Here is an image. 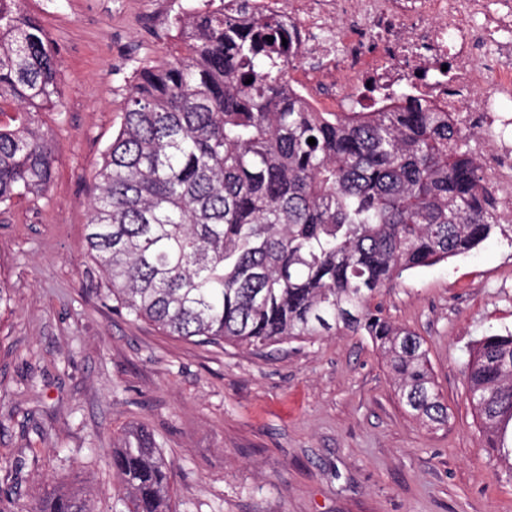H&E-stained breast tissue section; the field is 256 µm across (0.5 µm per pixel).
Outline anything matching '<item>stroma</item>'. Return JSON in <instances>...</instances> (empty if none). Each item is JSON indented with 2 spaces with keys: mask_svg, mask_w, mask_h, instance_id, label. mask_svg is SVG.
<instances>
[{
  "mask_svg": "<svg viewBox=\"0 0 512 512\" xmlns=\"http://www.w3.org/2000/svg\"><path fill=\"white\" fill-rule=\"evenodd\" d=\"M188 0H22L58 52L49 192L0 205V512L77 492L112 512L110 456L144 427L170 464L173 512H512V458L487 448L465 363L512 330V246L421 268L382 289L421 336L447 425L413 420L369 337L263 350L166 335L114 310L86 246L102 153L139 67L181 49Z\"/></svg>",
  "mask_w": 512,
  "mask_h": 512,
  "instance_id": "35a3bbf8",
  "label": "stroma"
}]
</instances>
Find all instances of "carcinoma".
I'll return each mask as SVG.
<instances>
[{
	"label": "carcinoma",
	"mask_w": 512,
	"mask_h": 512,
	"mask_svg": "<svg viewBox=\"0 0 512 512\" xmlns=\"http://www.w3.org/2000/svg\"><path fill=\"white\" fill-rule=\"evenodd\" d=\"M238 2L237 16L179 12L181 52L128 88L88 204L87 249L115 308L171 336L256 350L368 336L406 412L444 426L424 340L372 302L406 272L512 237L471 133L396 90L371 112L310 110L288 93L290 28L246 22L251 0ZM61 96L47 35L20 0H0V205L49 191L56 149L40 113ZM465 374L487 447L512 454V332L478 339ZM160 447L141 428L112 450L125 489L112 512H169ZM28 512L92 510L71 493Z\"/></svg>",
	"instance_id": "carcinoma-1"
}]
</instances>
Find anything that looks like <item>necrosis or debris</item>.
I'll return each mask as SVG.
<instances>
[{"label":"necrosis or debris","mask_w":512,"mask_h":512,"mask_svg":"<svg viewBox=\"0 0 512 512\" xmlns=\"http://www.w3.org/2000/svg\"><path fill=\"white\" fill-rule=\"evenodd\" d=\"M295 38L291 92L314 111L339 85L337 109L361 112L372 90L412 87L461 117L482 175L512 215V0H253Z\"/></svg>","instance_id":"4bbe7bcc"}]
</instances>
